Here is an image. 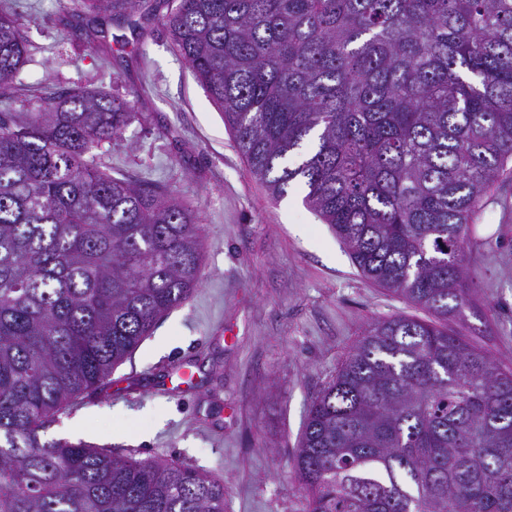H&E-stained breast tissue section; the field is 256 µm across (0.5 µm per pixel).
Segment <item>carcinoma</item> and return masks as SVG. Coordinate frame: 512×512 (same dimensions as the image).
Wrapping results in <instances>:
<instances>
[{
  "mask_svg": "<svg viewBox=\"0 0 512 512\" xmlns=\"http://www.w3.org/2000/svg\"><path fill=\"white\" fill-rule=\"evenodd\" d=\"M81 16L87 38L159 18L272 197L303 183L362 275L461 314L469 224L512 176V0H83ZM26 54L0 14L1 88ZM130 111L73 89L0 112V512H224L202 471L44 437L198 284L192 211L91 153ZM295 478L307 512H512V369L446 326L374 321L313 400Z\"/></svg>",
  "mask_w": 512,
  "mask_h": 512,
  "instance_id": "cac0c4a2",
  "label": "carcinoma"
}]
</instances>
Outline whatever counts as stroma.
Returning a JSON list of instances; mask_svg holds the SVG:
<instances>
[{
    "label": "stroma",
    "instance_id": "35a3bbf8",
    "mask_svg": "<svg viewBox=\"0 0 512 512\" xmlns=\"http://www.w3.org/2000/svg\"><path fill=\"white\" fill-rule=\"evenodd\" d=\"M17 14L28 58L0 107L38 111L42 94L87 88L129 102L134 118L98 149L113 176L166 184L196 216L199 283L167 312L99 391L73 400L47 430L139 460L192 466L224 482V512H306L294 463L310 405L375 320L423 310L364 277L304 185L273 200L250 172L222 113L176 54L162 23L145 37L106 26L73 39L81 0H0ZM472 304L448 326L512 367V178L471 226ZM187 365L193 381L168 390Z\"/></svg>",
    "mask_w": 512,
    "mask_h": 512
}]
</instances>
